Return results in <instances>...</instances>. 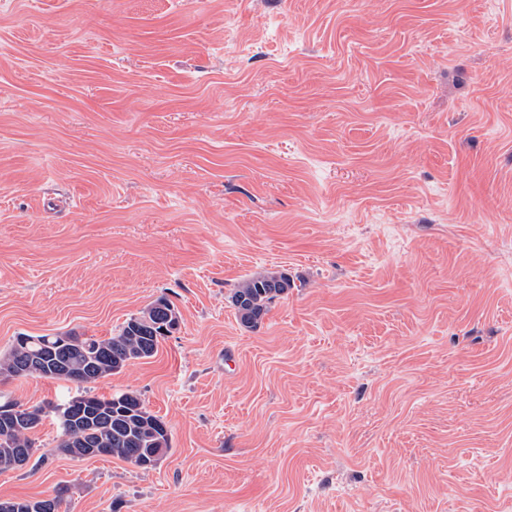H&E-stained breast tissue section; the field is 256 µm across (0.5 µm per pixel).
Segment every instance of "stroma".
Segmentation results:
<instances>
[{"mask_svg":"<svg viewBox=\"0 0 512 512\" xmlns=\"http://www.w3.org/2000/svg\"><path fill=\"white\" fill-rule=\"evenodd\" d=\"M161 297L178 330L94 391L170 452L73 459L48 418L0 500L512 512V0H0V351ZM291 288L288 275L279 271L257 273L234 288L231 301L241 324L256 328L272 302Z\"/></svg>","mask_w":512,"mask_h":512,"instance_id":"obj_1","label":"stroma"}]
</instances>
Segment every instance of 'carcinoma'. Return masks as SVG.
I'll return each mask as SVG.
<instances>
[{
  "label": "carcinoma",
  "instance_id": "carcinoma-1",
  "mask_svg": "<svg viewBox=\"0 0 512 512\" xmlns=\"http://www.w3.org/2000/svg\"><path fill=\"white\" fill-rule=\"evenodd\" d=\"M291 287L279 271L257 273L233 289L231 301L241 324L257 327L272 302ZM174 305L161 297L140 315L125 322L109 338L83 337L73 331L55 335L21 334L0 352V378L37 377L63 380L78 394L63 404L23 408L0 405V470L19 468L37 451L33 435L43 420L63 410L68 424L57 422L54 451L77 459L110 456L149 469L170 451V430L140 395L125 392L109 398L93 393L92 385L126 365L155 357L160 341L178 329ZM62 492L45 499L0 501V512H60Z\"/></svg>",
  "mask_w": 512,
  "mask_h": 512
}]
</instances>
